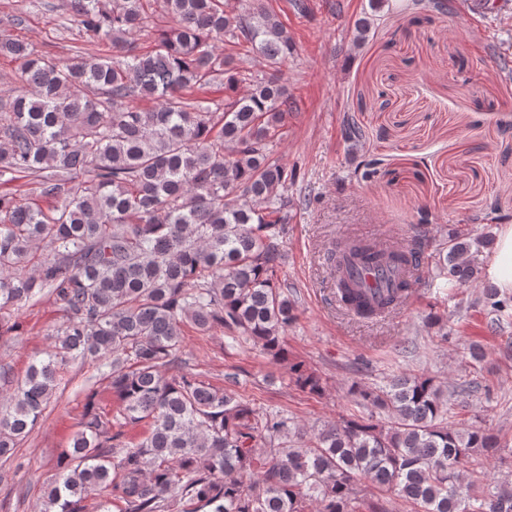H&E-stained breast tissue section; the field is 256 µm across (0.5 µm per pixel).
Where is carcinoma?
<instances>
[{
	"label": "carcinoma",
	"mask_w": 512,
	"mask_h": 512,
	"mask_svg": "<svg viewBox=\"0 0 512 512\" xmlns=\"http://www.w3.org/2000/svg\"><path fill=\"white\" fill-rule=\"evenodd\" d=\"M74 21L124 60L78 57L69 64L0 34V54L17 62L15 85L0 99V182L30 178L45 207L0 191V339L15 336V313L46 289L67 316L54 350L34 362L24 383L0 397V457L39 422L56 394L60 369L105 359L122 419L86 402L57 463L40 512H389L356 485L368 480L416 512H512V489L479 472L463 482L477 448L496 436L448 421L447 399L425 375L350 394L371 411L351 414L291 440L287 419L261 415L233 394L183 370L182 328L220 326L278 356L295 319L280 279L282 238L295 174L273 157L288 114V91L268 76L224 103V112L184 97L226 74L215 42L242 38L275 64L294 42L260 10L226 13L221 0H163L175 20L155 46L134 53L128 37L143 27L151 0H69ZM139 96L149 111L124 104ZM422 234L393 257L355 239L328 254L336 296L363 319L378 309L358 290L351 268L376 262L383 306L397 309L406 281L389 267L429 260ZM471 243L458 234L440 248L432 277L450 288L478 283ZM296 383L321 392L301 363ZM146 427L124 440V428ZM119 430H113V427Z\"/></svg>",
	"instance_id": "obj_1"
}]
</instances>
